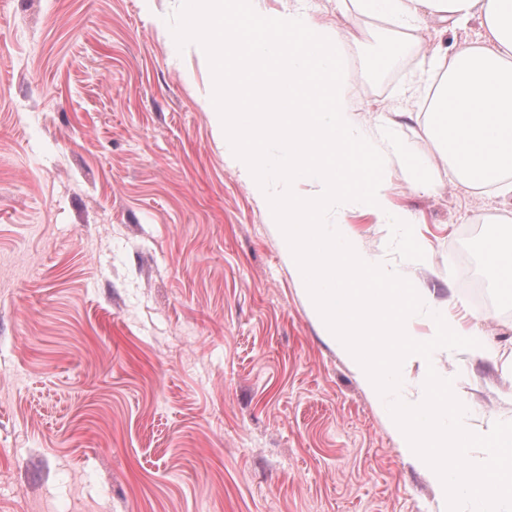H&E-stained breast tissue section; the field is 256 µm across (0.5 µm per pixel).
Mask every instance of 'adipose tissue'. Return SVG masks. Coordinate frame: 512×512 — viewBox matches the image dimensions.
Here are the masks:
<instances>
[{"mask_svg":"<svg viewBox=\"0 0 512 512\" xmlns=\"http://www.w3.org/2000/svg\"><path fill=\"white\" fill-rule=\"evenodd\" d=\"M405 32L423 17L463 24L480 17L486 41L425 59L431 75L423 131L448 163L450 181L512 195V0H351ZM483 258L494 287L512 296V234L489 236Z\"/></svg>","mask_w":512,"mask_h":512,"instance_id":"adipose-tissue-1","label":"adipose tissue"}]
</instances>
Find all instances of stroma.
I'll return each mask as SVG.
<instances>
[{
	"label": "stroma",
	"instance_id": "35a3bbf8",
	"mask_svg": "<svg viewBox=\"0 0 512 512\" xmlns=\"http://www.w3.org/2000/svg\"><path fill=\"white\" fill-rule=\"evenodd\" d=\"M178 4L0 0V512H440L387 398L303 298L205 105L207 57L173 38ZM296 7L339 33L367 131L400 113L437 182L388 174L428 266L391 251L375 216L339 221L423 288L418 338L449 306L498 352H436L464 423L512 422V310L463 282L468 262L487 276L476 243L507 232L512 196L450 183L408 118L428 110L423 48L483 28L428 17L408 35L342 0Z\"/></svg>",
	"mask_w": 512,
	"mask_h": 512
}]
</instances>
